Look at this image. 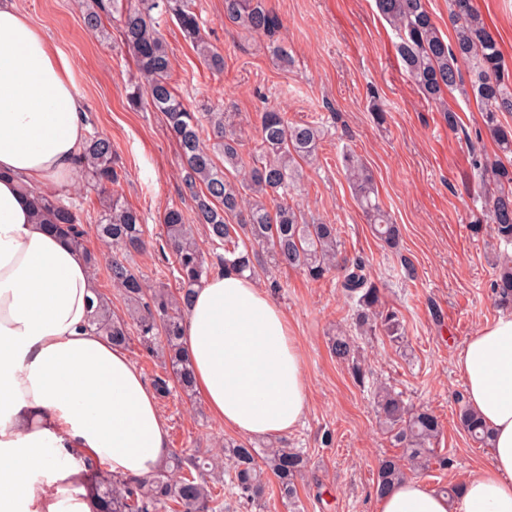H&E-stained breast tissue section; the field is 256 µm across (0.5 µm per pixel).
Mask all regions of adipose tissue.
Returning a JSON list of instances; mask_svg holds the SVG:
<instances>
[{"instance_id":"1","label":"adipose tissue","mask_w":512,"mask_h":512,"mask_svg":"<svg viewBox=\"0 0 512 512\" xmlns=\"http://www.w3.org/2000/svg\"><path fill=\"white\" fill-rule=\"evenodd\" d=\"M87 112L68 63L0 0V512H96L74 495L86 475L73 450L121 476L170 453L154 392L127 352L88 330L96 285L81 252L34 223L25 187L67 186ZM182 341L195 388L237 433L271 439L307 409L302 356L281 307L248 275H212L192 297ZM455 369L492 435L491 464L454 497L405 479L376 512H512V314L481 327Z\"/></svg>"}]
</instances>
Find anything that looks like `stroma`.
Returning <instances> with one entry per match:
<instances>
[{
	"mask_svg": "<svg viewBox=\"0 0 512 512\" xmlns=\"http://www.w3.org/2000/svg\"><path fill=\"white\" fill-rule=\"evenodd\" d=\"M265 2L282 22L278 38L294 58L291 66L272 56L268 37L225 22L224 0H195L203 35L224 53V70L206 68L176 21L162 14L158 29L171 62L170 83L194 111L233 113L248 152L261 112L271 107L289 121L325 127L319 160L305 167L295 201L339 226L342 254L365 260L386 307L397 311L402 342L378 333L357 337L356 344L371 380L392 386L407 404L429 409L443 424L437 452L448 464H430L416 479L435 489L454 485L488 468L491 458L458 423L466 396L456 355L482 326L512 313V301H499L491 288L499 246L490 233L476 235L469 227L482 192L471 162L493 154L495 144L475 103L457 93L448 104L458 126L448 128L437 105L408 77L397 33L376 0ZM15 4L69 62L86 103L88 135L111 139L123 170L114 192L152 232L166 208L190 209L180 193L178 146L163 115L128 101L137 68L118 19L104 17L102 31L95 32L76 0ZM474 4L512 64V0ZM347 148L372 171L383 207L400 226L398 248L373 235L354 200L341 163ZM257 280L284 310L308 381L302 422L275 440L302 449L308 459L298 485L300 512H375L378 464L401 450L381 429L369 387L357 384L329 352L332 331L352 326L349 301L334 278L313 282L282 268L259 272ZM159 406L171 448L209 456L238 437L211 416L200 395L178 392Z\"/></svg>",
	"mask_w": 512,
	"mask_h": 512,
	"instance_id": "obj_1",
	"label": "stroma"
}]
</instances>
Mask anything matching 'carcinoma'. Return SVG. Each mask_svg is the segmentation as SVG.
I'll return each instance as SVG.
<instances>
[{"instance_id": "carcinoma-1", "label": "carcinoma", "mask_w": 512, "mask_h": 512, "mask_svg": "<svg viewBox=\"0 0 512 512\" xmlns=\"http://www.w3.org/2000/svg\"><path fill=\"white\" fill-rule=\"evenodd\" d=\"M381 16L398 34L397 51L407 74L418 90L440 106L448 127L458 124L456 112L445 96L458 89L475 101L484 127L494 139V156L473 158L483 186L490 188L484 205L474 215L471 231L479 234L484 224L499 243L512 245V127L502 122L512 113V69L505 62L498 40L487 27L473 0H448L453 37H443L427 7V0H376ZM84 21L92 30L101 27V14L119 17L125 47L133 56L142 85L130 95L132 104L147 94L149 105L163 113L170 134L179 147L182 194L194 203V221L204 225L216 262L207 261L187 215L178 207L165 210L160 235L173 257L178 288L150 290L131 265L132 256L146 247L148 229L139 212L112 193L119 181L114 166L112 141L107 136L86 142L81 174L94 190L99 206L95 216L97 238L122 252L107 265L112 286L126 306V314H112V299L99 293L89 325L116 346L137 341L149 356L167 358L169 370L154 375L153 388L161 398L179 390L195 392L193 368L181 336L192 293L209 278L213 268L240 273L288 267L319 282L341 272L340 288L353 301L352 324L362 335L383 331L399 340L404 330L395 311L382 308L378 288L361 259H339V229L322 219H309L294 204L303 166L317 159L323 130L316 123H291L269 109L260 116L256 156L241 180H231L227 168L243 163V141L230 112L191 111L169 82L170 59L157 26L155 11L164 8L184 36L196 48L204 65L224 70V54L201 33L193 0H89ZM224 20L250 35L272 37L278 31V16L262 0H224ZM467 67L463 80L461 67ZM343 170L356 200L366 214L376 237L396 248L400 229L384 211L371 171L353 151L343 154ZM32 196L37 220L60 232L80 247L82 216L68 197L38 188L24 187ZM491 287L502 301L512 299V254L495 256ZM331 355L347 364L352 378L365 384V364L356 341L339 329L330 338ZM374 402L381 423L400 456L379 462L374 491L388 493L403 480L404 467L425 468L435 458L434 445L442 434L438 416L408 406L403 395L379 385ZM462 429L477 443L491 446V433L466 406L459 408ZM248 441L224 443L222 453L199 456L175 451L160 472L144 477L119 476L87 462L91 479L87 489L96 493L99 512H224V489H216L221 477L229 476L232 493L240 502L260 504L266 482L275 478L280 497L293 506L298 499L297 479L306 470L303 453L291 448L267 447L262 461Z\"/></svg>"}]
</instances>
